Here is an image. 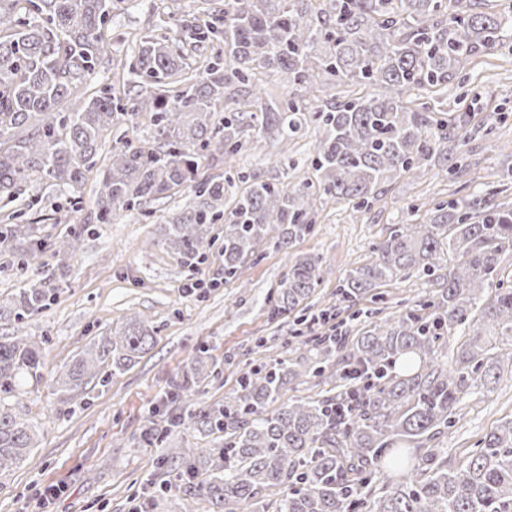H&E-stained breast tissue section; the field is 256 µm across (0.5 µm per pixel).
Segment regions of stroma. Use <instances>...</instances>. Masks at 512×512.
Returning <instances> with one entry per match:
<instances>
[{
    "mask_svg": "<svg viewBox=\"0 0 512 512\" xmlns=\"http://www.w3.org/2000/svg\"><path fill=\"white\" fill-rule=\"evenodd\" d=\"M194 2L131 0L110 26L127 36L123 50L129 52L157 13H180ZM438 99L445 110L469 112L478 127L498 112L509 119L491 133L473 135L461 176L433 168L398 179L378 202L359 210L347 202L318 205L313 235L287 251L259 245L243 276L231 283L224 279L221 245H214L203 263L188 266L162 242V216L192 204V189H180L155 204L150 217L122 212L112 223L89 224L85 217L96 207L95 182L83 187L78 212L58 207L52 189L34 186L43 198L29 213L36 234L51 240L74 232L80 241L68 275L24 328L42 347V378L29 381L8 405L36 425L41 438L20 465L0 476V512H39L41 491L51 483L64 488L54 512H132L144 501L150 512H208V503L179 482L184 466L168 461L167 451L198 452L222 444L223 433L186 422V411L223 407L237 388L238 368L288 359L282 343L291 336L293 319L271 317L267 298L289 265L304 255L323 257V281L310 300L311 312H319L332 302L344 275L370 259L373 243L385 239L395 225L413 222L412 206L481 192L493 171L512 164V50L477 58L465 83L450 81ZM318 139L314 127L304 128L289 144L284 161L276 147L256 139L219 168L228 176L257 174L294 186L312 176ZM196 279L204 281V289L189 291L188 283ZM135 317L148 319L158 333L134 368L115 376L104 369L70 394L56 392L53 380L62 367ZM198 360L210 377L195 385L191 405L172 402L174 382ZM462 413L461 421L439 438L449 459L457 462L512 419V375L502 374L492 395L467 396ZM149 425L157 435L147 444L140 434Z\"/></svg>",
    "mask_w": 512,
    "mask_h": 512,
    "instance_id": "1",
    "label": "stroma"
}]
</instances>
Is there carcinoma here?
<instances>
[{
  "label": "carcinoma",
  "mask_w": 512,
  "mask_h": 512,
  "mask_svg": "<svg viewBox=\"0 0 512 512\" xmlns=\"http://www.w3.org/2000/svg\"><path fill=\"white\" fill-rule=\"evenodd\" d=\"M128 0H0V201L41 182L70 194V207L92 172L98 209L87 224H110L120 211L140 210L186 186L195 202L163 216L167 248L187 264L212 246L213 224L224 225V279L237 280L256 246L274 239L288 250L314 232L315 203L362 207L382 187L438 167L458 169L470 117L422 98L493 54L512 23V0L501 11L488 0H224L186 12L176 27L159 17L123 64L136 78L126 102L85 83L108 45L109 22ZM210 41L215 54L190 70L186 42ZM319 98L336 86L353 88L344 101L310 107L301 98L267 100L263 86ZM147 115L154 145L126 140L112 146L110 164L96 169L109 132ZM309 123L322 131L312 162L316 181L288 186L253 175L242 189L224 173L200 172L206 157L234 156L257 131L289 143ZM512 189V167L497 173L484 196L439 201L420 221L398 224L373 244L370 262L351 269L336 303L382 300L378 288L421 274L429 294L392 316L368 322L348 338L305 336L296 360L251 367L217 412L194 418L224 432L208 450L210 473L200 479L193 449L170 448L189 465V488L210 512H512V420L496 427L464 463L434 441L459 421L471 393L494 392L498 372L512 367V285L499 272L512 259V207L496 199ZM26 211L0 227V246L13 251L10 271L23 277L30 260L49 252L56 278L68 273L77 236L38 239ZM322 258H298L271 300L275 316L290 314L323 280ZM50 281L0 300V319L17 324L38 315ZM157 329L132 320L103 336L60 371L65 392L97 366L130 370L155 343ZM458 337L453 356L442 341ZM40 345L17 330L0 341V394L14 395L37 377ZM333 383L336 394L269 406L307 375ZM199 373L176 382L188 400ZM38 432L0 405V474L37 447Z\"/></svg>",
  "instance_id": "obj_1"
}]
</instances>
